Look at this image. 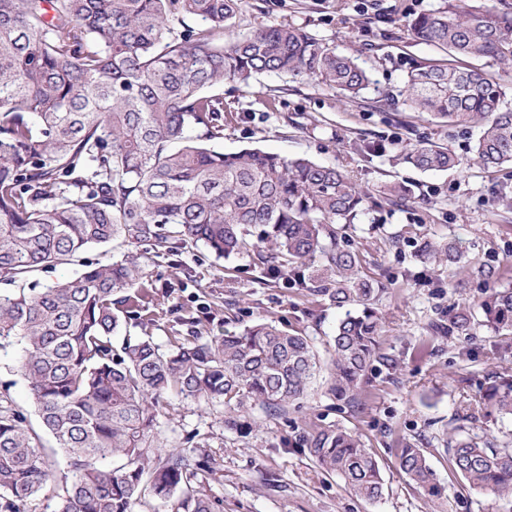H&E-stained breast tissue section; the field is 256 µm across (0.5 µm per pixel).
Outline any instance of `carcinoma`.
<instances>
[{
    "mask_svg": "<svg viewBox=\"0 0 512 512\" xmlns=\"http://www.w3.org/2000/svg\"><path fill=\"white\" fill-rule=\"evenodd\" d=\"M239 0H0V349L17 346L41 429L67 458L71 478L51 483L41 437L26 417L0 404V508L41 492L55 512H134L151 496L167 512H214L200 489L205 454L162 448L160 401L175 393L224 403L261 404L280 413L303 398L323 366L309 337L271 323L219 339H150L114 350L112 336L144 283L150 256L201 243L216 256L249 250L263 278L306 288L345 310L331 337L326 393L353 407L370 373L391 374L398 360L380 351L379 289L344 245L357 216L375 205L338 168L257 149L224 153L226 79L249 86L259 74L309 76L360 96L370 76L307 31L279 24L222 44ZM199 19L204 25L190 23ZM413 36L445 53L411 66L405 104L452 127L476 124L477 163L512 166V108L492 75L459 60L512 63V10L472 7L420 13ZM199 128L196 138L188 130ZM403 161L422 171L459 159L435 143ZM398 205L410 189L384 187ZM139 243L142 254L88 264L93 245ZM426 259L461 261L453 243L421 246ZM81 265L76 276L36 289L48 267ZM512 334V287L492 288L473 310L448 307L443 336L475 326ZM512 420V373L494 375L477 404ZM445 451L472 487L512 500V433L472 435L459 425ZM309 459L339 476L355 496L383 494L377 458L360 437L336 426L300 439ZM406 480L430 498L443 487L424 449L397 448Z\"/></svg>",
    "mask_w": 512,
    "mask_h": 512,
    "instance_id": "carcinoma-1",
    "label": "carcinoma"
}]
</instances>
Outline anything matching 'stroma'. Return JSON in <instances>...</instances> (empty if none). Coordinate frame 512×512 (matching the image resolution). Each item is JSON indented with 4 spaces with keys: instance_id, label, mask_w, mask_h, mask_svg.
Instances as JSON below:
<instances>
[{
    "instance_id": "1",
    "label": "stroma",
    "mask_w": 512,
    "mask_h": 512,
    "mask_svg": "<svg viewBox=\"0 0 512 512\" xmlns=\"http://www.w3.org/2000/svg\"><path fill=\"white\" fill-rule=\"evenodd\" d=\"M448 0H240L222 37L289 24L304 28L337 53L357 57L370 72V87L354 99L305 76L266 74L245 87L227 80L214 86L224 97V137L217 148L233 153L258 148L288 158L304 157L344 171L379 200L356 220L350 243L365 272L382 284L383 353L400 361L392 375H370L358 406L329 397L323 385L289 407L269 414L259 406L238 412L241 429L225 428L223 405L168 395L158 418L166 446L201 450L212 459L203 487L218 512H512V503L470 487L453 473L445 451L452 418L478 401L492 373L512 370V335L480 327L453 339L435 334L448 306H477L491 285L479 272L493 266L501 285L512 284V172L491 174L475 161L476 129L449 127L427 112L407 108L404 74L416 60L440 58L418 42L411 15L447 7ZM381 141L366 154L360 139ZM421 142L448 145L459 166L421 172L402 160ZM411 188L401 205L384 199L386 184ZM454 242L459 265L424 260L420 243ZM145 286L148 308L123 320L115 342L149 336L165 346L175 337H222L259 322L309 336L322 361H330L331 336L341 310L308 291L259 277L250 254L219 258L204 245L153 258ZM15 351L0 350V398L36 414L26 382L13 370ZM341 425L372 448L384 480L383 495L368 502L344 481L322 472L298 441L307 432ZM410 439L424 448L445 488L430 499L401 473L396 447Z\"/></svg>"
}]
</instances>
